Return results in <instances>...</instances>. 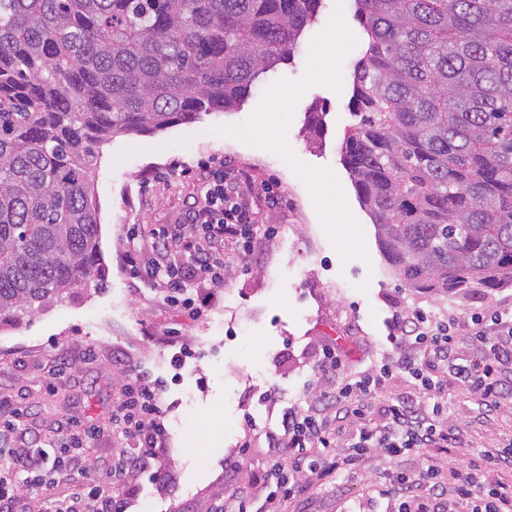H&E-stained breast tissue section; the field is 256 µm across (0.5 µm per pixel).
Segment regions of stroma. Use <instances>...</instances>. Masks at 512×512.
Listing matches in <instances>:
<instances>
[{"instance_id": "stroma-1", "label": "stroma", "mask_w": 512, "mask_h": 512, "mask_svg": "<svg viewBox=\"0 0 512 512\" xmlns=\"http://www.w3.org/2000/svg\"><path fill=\"white\" fill-rule=\"evenodd\" d=\"M336 27L342 31L336 75L316 78L313 63ZM366 42L354 0H322L289 61L262 76L234 110L101 143L92 179L105 288H86L36 315L0 324V397L31 407L27 425L34 438L55 439L70 420L107 421L132 371L160 383L169 419L192 411L200 446L189 447L171 430L164 477L136 479L132 512H212L231 483L261 471L260 447L243 468L226 465L238 456L243 416L251 414L262 431L275 427L283 410L304 402L318 346L334 345L348 371L362 372L380 365L389 348L384 321L393 309L452 308L468 317L512 308V288L422 292L405 287L389 270L341 152L353 121L351 74ZM275 91L292 97L281 124L271 127L260 117ZM283 138L284 151L276 147ZM223 161L242 173L256 223L279 230L288 224L292 231L259 247L233 275L227 293L193 320L169 308L160 289L133 290L124 264L127 229L181 223L206 168ZM326 176L337 198L332 215L314 202L315 184ZM265 184L280 195L276 209L266 206ZM180 347L189 355L178 368L172 357ZM88 349L95 359L87 364L82 356ZM64 360L72 365L66 384L49 392L46 381ZM268 390L274 401H260ZM448 397V417L462 445L443 454L445 467L463 453L492 451L512 439V400L484 419L456 381H449ZM421 461L418 454L388 464L371 457L361 472L338 476L291 508L344 512L357 504L363 512H390V501L370 489L373 476L387 466L409 470Z\"/></svg>"}]
</instances>
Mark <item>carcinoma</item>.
<instances>
[{
    "label": "carcinoma",
    "mask_w": 512,
    "mask_h": 512,
    "mask_svg": "<svg viewBox=\"0 0 512 512\" xmlns=\"http://www.w3.org/2000/svg\"><path fill=\"white\" fill-rule=\"evenodd\" d=\"M321 0H0V322L102 277L96 146L227 112ZM343 160L409 288H512V0H355Z\"/></svg>",
    "instance_id": "carcinoma-1"
}]
</instances>
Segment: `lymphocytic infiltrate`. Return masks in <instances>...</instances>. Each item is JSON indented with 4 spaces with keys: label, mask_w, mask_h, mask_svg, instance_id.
Wrapping results in <instances>:
<instances>
[{
    "label": "lymphocytic infiltrate",
    "mask_w": 512,
    "mask_h": 512,
    "mask_svg": "<svg viewBox=\"0 0 512 512\" xmlns=\"http://www.w3.org/2000/svg\"><path fill=\"white\" fill-rule=\"evenodd\" d=\"M230 167L211 170L186 223L147 232L148 246L134 245L127 260L134 276L150 281L165 303L197 318L217 299L233 264H247L258 242L271 239L274 227L256 223ZM392 352L381 367L357 374L345 369L335 347L319 348L306 405L289 409L277 428L266 430L267 459L260 473L231 485L228 504L215 512H288L291 503L339 472L360 471L371 455L393 461L432 449L416 469L385 480L383 493L394 512H512V485H486V469L512 470V441L479 453L446 476L437 452L457 447L459 432L445 416L448 375H455L485 412L512 397L502 369L512 365V318L496 311L462 319L420 309L393 310L386 320ZM478 352L469 363L457 361L461 340ZM412 378L410 392L388 394L393 375ZM28 410L0 397V512H28L29 499L40 497L45 512H128L134 476L160 479L159 465L168 441L156 381L130 373L112 416L102 424L62 428L52 447L27 441ZM121 435L126 443L112 456L99 479L73 484L61 496L52 490L73 471L90 438Z\"/></svg>",
    "instance_id": "obj_1"
}]
</instances>
